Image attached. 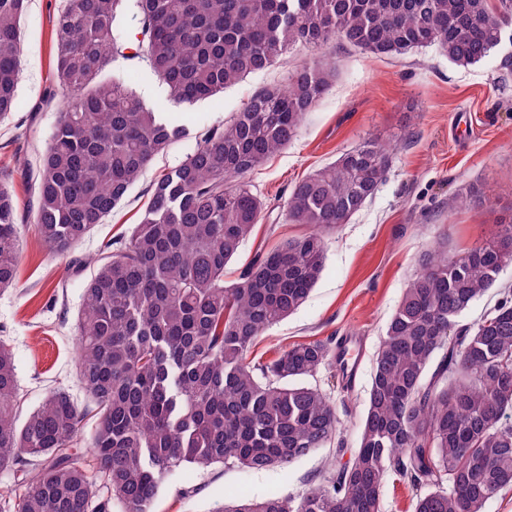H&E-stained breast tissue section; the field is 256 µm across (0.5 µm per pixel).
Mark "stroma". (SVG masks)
<instances>
[{
    "label": "stroma",
    "mask_w": 512,
    "mask_h": 512,
    "mask_svg": "<svg viewBox=\"0 0 512 512\" xmlns=\"http://www.w3.org/2000/svg\"><path fill=\"white\" fill-rule=\"evenodd\" d=\"M61 4L26 0L19 106L0 119L1 167L43 151L65 105L54 70V18ZM510 55L512 41L506 39L485 60L463 67L432 47L375 57L336 39L322 47L294 48L272 67L226 88L217 100L190 107L170 101L146 61L116 58L109 75L129 83L148 107L185 124L188 135L158 155L103 224L75 246L73 256L85 263L82 275H73L70 258L53 254L33 223H25L16 284L0 294V341L14 356L19 413L29 412L56 388L83 400L74 331L83 278L92 273L103 246L127 236L139 222L157 179L183 160L205 128L229 120L256 91L285 84L297 68L328 65L336 76L296 138L249 176L272 213L227 265L224 279L235 282L257 251L306 233V226L288 223L282 214L295 182L365 140L393 147L386 181L327 237L324 268L308 301L270 328L251 351L253 359L269 360L299 342L361 337L359 373L348 391L337 389L325 370L313 380L333 397L348 445L356 447L373 356L422 255L442 238L449 249L465 250L489 239L500 220L512 217V77L503 78L501 70ZM472 189L477 197L456 206V198ZM327 456L320 449L288 467L262 471L186 468L165 481L153 510L213 512L220 503L240 498L297 499L324 472Z\"/></svg>",
    "instance_id": "obj_1"
}]
</instances>
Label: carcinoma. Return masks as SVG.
<instances>
[{"instance_id":"cac0c4a2","label":"carcinoma","mask_w":512,"mask_h":512,"mask_svg":"<svg viewBox=\"0 0 512 512\" xmlns=\"http://www.w3.org/2000/svg\"><path fill=\"white\" fill-rule=\"evenodd\" d=\"M127 0H63L56 77L66 97L34 164L0 169V293L11 289L21 228L10 183L34 182L35 229L65 257L112 212L152 160L187 128L105 77L124 55ZM144 58L176 105L192 106L268 69L297 46L334 37L373 56L435 47L477 64L512 24V0H136ZM25 0H0V118L17 105ZM333 71L309 66L255 92L207 130L154 184L126 240L105 245L76 320L79 378L96 405L87 464L75 444L82 412L56 389L17 415L13 354L0 342V471L32 467L14 512H153L167 477L216 464L285 468L327 448L329 471L299 499L240 500L216 512H382L392 474L413 512H484L512 488V293L475 324L470 305L512 265V218L493 237L420 259L375 352L358 446L345 448L336 405L307 383L335 371L341 341L303 342L249 359L273 325L299 310L323 271L326 235L386 180L392 150L375 140L294 184L285 218L310 232L260 251L232 284L224 269L268 206L246 181L296 136ZM348 460H343L345 454Z\"/></svg>"}]
</instances>
